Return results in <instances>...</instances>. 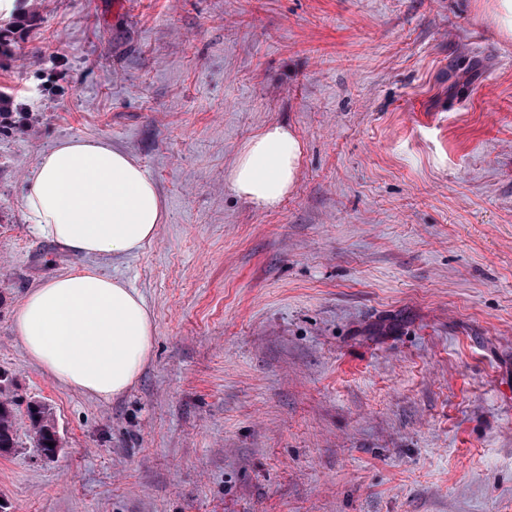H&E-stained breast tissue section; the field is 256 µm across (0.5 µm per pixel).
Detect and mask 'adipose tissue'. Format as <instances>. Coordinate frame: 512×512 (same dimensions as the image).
Here are the masks:
<instances>
[{"label":"adipose tissue","instance_id":"1","mask_svg":"<svg viewBox=\"0 0 512 512\" xmlns=\"http://www.w3.org/2000/svg\"><path fill=\"white\" fill-rule=\"evenodd\" d=\"M302 155L291 127L266 124L239 148L231 186L257 206L275 207L294 187ZM23 204L37 232L74 256L133 254L156 238L164 216L155 184L128 154L83 137L40 156ZM14 327L32 363L66 387L103 399L134 384L155 333L138 291L88 268L30 290Z\"/></svg>","mask_w":512,"mask_h":512}]
</instances>
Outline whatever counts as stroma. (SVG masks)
Here are the masks:
<instances>
[{
  "instance_id": "obj_1",
  "label": "stroma",
  "mask_w": 512,
  "mask_h": 512,
  "mask_svg": "<svg viewBox=\"0 0 512 512\" xmlns=\"http://www.w3.org/2000/svg\"><path fill=\"white\" fill-rule=\"evenodd\" d=\"M496 0H14L0 26V512H512V39ZM304 145L273 209L228 174ZM125 151L166 220L120 258L42 238L26 174ZM89 267L154 349L104 400L27 358L14 313ZM61 447L34 449L32 403ZM303 149L288 125L262 126L237 151L230 173L233 190L257 206H277L295 185ZM15 436L13 427V409L11 401L8 405L1 407L0 410V447L2 448L1 456L5 455L3 450L7 448H15Z\"/></svg>"
}]
</instances>
